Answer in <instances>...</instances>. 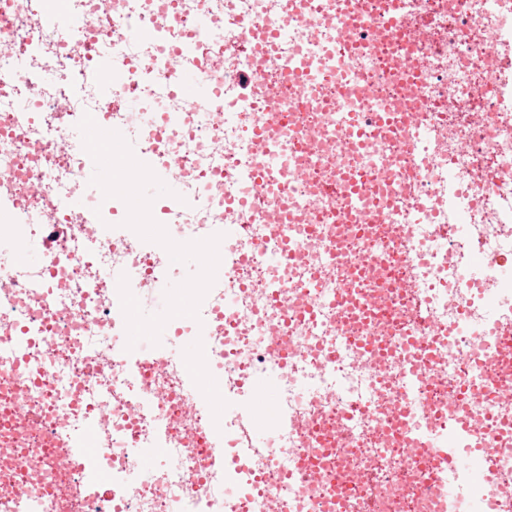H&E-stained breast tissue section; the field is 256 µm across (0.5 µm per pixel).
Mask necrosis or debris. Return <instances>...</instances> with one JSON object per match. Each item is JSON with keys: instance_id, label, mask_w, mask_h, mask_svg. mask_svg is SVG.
Returning <instances> with one entry per match:
<instances>
[{"instance_id": "obj_1", "label": "necrosis or debris", "mask_w": 512, "mask_h": 512, "mask_svg": "<svg viewBox=\"0 0 512 512\" xmlns=\"http://www.w3.org/2000/svg\"><path fill=\"white\" fill-rule=\"evenodd\" d=\"M305 2L304 28L290 0H0V512H443L447 483L461 512H512V399L495 397L512 389V336L497 331L512 321L497 267L512 256V0ZM267 22V64L234 51L243 24ZM205 46L228 59L206 63ZM185 66L220 95L186 107ZM130 97L163 115L137 139L177 165L181 202L151 207L171 239L247 228L220 242L199 319L170 323L171 338L201 336L220 420L193 406L185 363L112 342L116 275L158 290L169 255L120 226L119 199L96 195L83 223L87 154L65 130L87 113L123 128ZM350 112L412 134L353 136ZM259 162L277 175L262 191ZM457 200L469 240L439 241ZM51 225L66 233L48 263H18ZM424 356L437 377L417 370ZM265 373L296 420L275 458L234 444ZM434 424L451 447H494L495 473L446 472L423 439ZM90 430L112 487L76 496L87 473L59 457ZM153 448L166 465L140 479L136 455Z\"/></svg>"}]
</instances>
